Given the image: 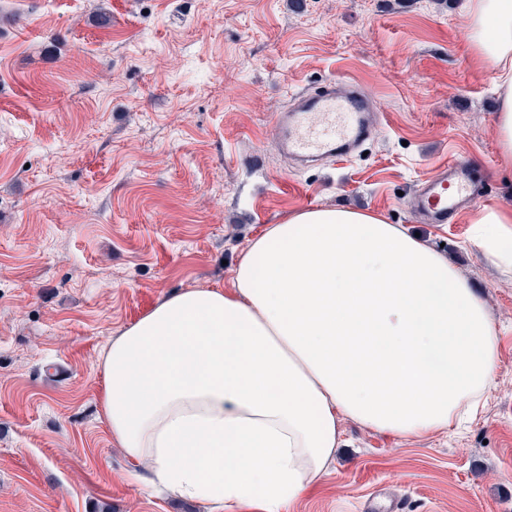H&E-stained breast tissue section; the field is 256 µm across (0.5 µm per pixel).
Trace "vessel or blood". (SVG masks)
Returning <instances> with one entry per match:
<instances>
[{"instance_id":"obj_1","label":"vessel or blood","mask_w":512,"mask_h":512,"mask_svg":"<svg viewBox=\"0 0 512 512\" xmlns=\"http://www.w3.org/2000/svg\"><path fill=\"white\" fill-rule=\"evenodd\" d=\"M370 104L360 89L343 79L300 98L279 114L273 136L290 157L309 162L350 155L365 136ZM481 196L469 162L461 157L438 167L413 200L425 223L444 224L462 214Z\"/></svg>"}]
</instances>
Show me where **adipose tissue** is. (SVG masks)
I'll use <instances>...</instances> for the list:
<instances>
[{
	"label": "adipose tissue",
	"instance_id": "ef3b65f1",
	"mask_svg": "<svg viewBox=\"0 0 512 512\" xmlns=\"http://www.w3.org/2000/svg\"><path fill=\"white\" fill-rule=\"evenodd\" d=\"M512 158V0H467ZM476 244L512 267V209ZM499 329L447 258L372 211L307 208L250 239L231 287L173 292L99 354L101 419L137 471L213 512H281L328 471L342 424L406 438L476 413Z\"/></svg>",
	"mask_w": 512,
	"mask_h": 512
}]
</instances>
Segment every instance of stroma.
I'll use <instances>...</instances> for the list:
<instances>
[{"label":"stroma","mask_w":512,"mask_h":512,"mask_svg":"<svg viewBox=\"0 0 512 512\" xmlns=\"http://www.w3.org/2000/svg\"><path fill=\"white\" fill-rule=\"evenodd\" d=\"M336 78L378 106L364 151L296 165L275 116ZM496 106L465 0H0V512H211L132 476L99 417V352L159 298L230 284L250 238L313 207L375 211L441 249L499 354L454 432L346 422L291 512H512V270L472 222L512 207ZM454 155L485 197L423 223L409 197Z\"/></svg>","instance_id":"1"}]
</instances>
